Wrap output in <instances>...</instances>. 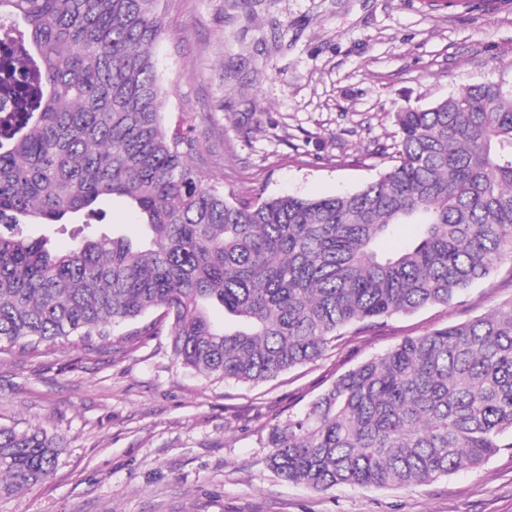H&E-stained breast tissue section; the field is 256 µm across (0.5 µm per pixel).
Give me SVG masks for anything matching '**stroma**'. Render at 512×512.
Returning a JSON list of instances; mask_svg holds the SVG:
<instances>
[{
    "instance_id": "1",
    "label": "stroma",
    "mask_w": 512,
    "mask_h": 512,
    "mask_svg": "<svg viewBox=\"0 0 512 512\" xmlns=\"http://www.w3.org/2000/svg\"><path fill=\"white\" fill-rule=\"evenodd\" d=\"M155 48L169 133L238 198L330 196L375 179L394 115L481 83L512 87V7L475 0H164ZM512 298L495 272L447 305L385 320L257 384L174 363L166 334L88 351H0V425L42 428L53 474L0 512H512V450L399 488L316 492L267 465L273 425L404 337Z\"/></svg>"
}]
</instances>
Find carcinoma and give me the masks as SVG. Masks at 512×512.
<instances>
[{"label": "carcinoma", "instance_id": "obj_1", "mask_svg": "<svg viewBox=\"0 0 512 512\" xmlns=\"http://www.w3.org/2000/svg\"><path fill=\"white\" fill-rule=\"evenodd\" d=\"M162 0H0L23 60L0 56V345L94 349L169 321L173 358L258 384L345 343L347 329L448 305L512 260V88L477 84L395 113L393 164L323 198L240 200L205 186L168 135L152 47ZM31 65L33 81L11 82ZM130 202L139 239L100 230ZM87 233L59 254L29 224ZM415 227L403 250L383 243ZM214 306L234 317L214 323ZM158 311L156 321L136 325ZM269 467L317 491L437 481L512 448V299L408 336L339 375L268 434ZM55 439L0 426V499L52 474Z\"/></svg>", "mask_w": 512, "mask_h": 512}]
</instances>
